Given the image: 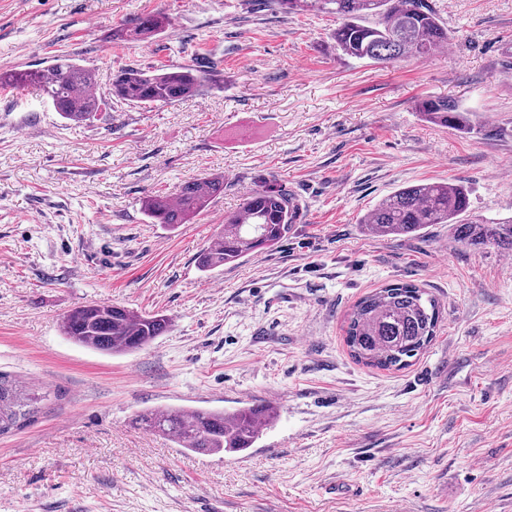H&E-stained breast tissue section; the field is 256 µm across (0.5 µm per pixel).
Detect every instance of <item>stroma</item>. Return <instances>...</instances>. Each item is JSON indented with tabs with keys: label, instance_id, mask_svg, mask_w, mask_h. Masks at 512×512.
Masks as SVG:
<instances>
[{
	"label": "stroma",
	"instance_id": "stroma-1",
	"mask_svg": "<svg viewBox=\"0 0 512 512\" xmlns=\"http://www.w3.org/2000/svg\"><path fill=\"white\" fill-rule=\"evenodd\" d=\"M429 2L447 47L377 63L337 47L335 15L272 0H0V71L68 54L104 95L122 67L218 65L193 100L78 124L0 89V370L50 392L0 436V512H512V253L447 224L361 228L435 181L467 186L471 216L512 217V0ZM158 11L160 35L113 43ZM422 96L455 98L473 131L424 121ZM210 173L224 193L194 223L145 216L146 195ZM264 184L298 204L288 237L201 272L225 212ZM406 281L441 307L432 342L402 369L358 363L348 312ZM96 301L170 326L124 355L67 341L62 316ZM268 403L276 425L234 454L132 423ZM169 19L160 12L142 14L112 29V41L117 44H133L148 41L162 32Z\"/></svg>",
	"mask_w": 512,
	"mask_h": 512
}]
</instances>
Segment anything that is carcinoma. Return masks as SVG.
Listing matches in <instances>:
<instances>
[{"mask_svg":"<svg viewBox=\"0 0 512 512\" xmlns=\"http://www.w3.org/2000/svg\"><path fill=\"white\" fill-rule=\"evenodd\" d=\"M286 12L319 10L336 15L337 47L350 57L383 63L404 56H429L450 39L428 0H274ZM169 19L160 12L142 14L112 29L117 44L145 42L162 32ZM209 74L191 65L177 68L127 67L112 76L108 97L98 93L95 73L68 55H56L44 67L0 71V88L39 89L54 111L74 123L103 111L107 99L135 105L166 106L196 98ZM416 110L430 123L473 130L468 113L448 97H424ZM224 194V176L206 174L184 183L174 196H149L143 211L153 224H190ZM466 186L425 182L403 187L381 199L362 221L377 237L414 236L433 224H452L456 241L480 251L494 247L512 253V219L487 222L469 218ZM299 209L287 193L273 187L253 190L235 211L224 214V227L199 255L209 272L284 240ZM439 304L414 283L389 284L360 298L347 314L345 342L357 361L379 369L405 367L433 340ZM168 319L141 314L111 302L69 310L61 319L63 336L76 345L107 355L148 347L163 335ZM48 393L0 371V434L33 418ZM275 420L270 407L244 406L232 413L199 408L150 410L137 416L141 428L171 438L195 452L238 453L260 439Z\"/></svg>","mask_w":512,"mask_h":512,"instance_id":"cac0c4a2","label":"carcinoma"}]
</instances>
